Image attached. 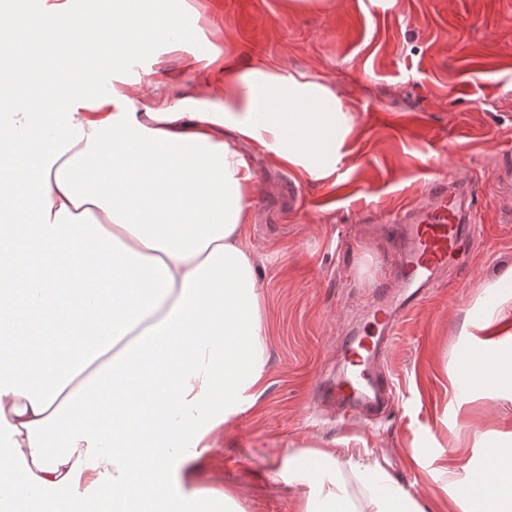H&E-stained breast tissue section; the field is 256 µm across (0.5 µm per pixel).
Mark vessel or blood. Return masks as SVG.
Listing matches in <instances>:
<instances>
[{
    "instance_id": "obj_1",
    "label": "vessel or blood",
    "mask_w": 512,
    "mask_h": 512,
    "mask_svg": "<svg viewBox=\"0 0 512 512\" xmlns=\"http://www.w3.org/2000/svg\"><path fill=\"white\" fill-rule=\"evenodd\" d=\"M430 192V207L418 213L405 212L387 227L396 255L391 276L405 294L400 308H392L384 284H376L372 313L379 334L377 339H354L346 346L350 370L338 379L335 393L340 413L357 408L376 412L386 407L392 391L377 382L375 361L394 333L397 311L412 309L423 301L435 285L436 274L455 261L464 225L476 221L473 186H451L445 178L436 177L430 182Z\"/></svg>"
}]
</instances>
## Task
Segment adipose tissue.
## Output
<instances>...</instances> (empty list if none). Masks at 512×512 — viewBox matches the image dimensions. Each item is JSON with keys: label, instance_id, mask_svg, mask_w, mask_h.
Here are the masks:
<instances>
[{"label": "adipose tissue", "instance_id": "obj_1", "mask_svg": "<svg viewBox=\"0 0 512 512\" xmlns=\"http://www.w3.org/2000/svg\"><path fill=\"white\" fill-rule=\"evenodd\" d=\"M191 0H40L32 27L0 13V469L18 499L80 491L104 512H243L232 488L204 506L199 460L257 401L265 378L258 270L242 245L255 175L235 137L295 170L336 173L353 128L326 83L225 57ZM72 33L92 76L54 48ZM208 72L197 92L137 105L170 56ZM472 320L474 360L512 402V269ZM353 504L335 455L285 452L306 486L295 512H424L379 466L353 464ZM451 512H512V443L452 480Z\"/></svg>", "mask_w": 512, "mask_h": 512}]
</instances>
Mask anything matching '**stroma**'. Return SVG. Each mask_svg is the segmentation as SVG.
<instances>
[{
    "label": "stroma",
    "instance_id": "1",
    "mask_svg": "<svg viewBox=\"0 0 512 512\" xmlns=\"http://www.w3.org/2000/svg\"><path fill=\"white\" fill-rule=\"evenodd\" d=\"M192 2L225 56L329 84L354 118L332 181L237 143L256 174L245 245L259 269L266 380L196 487H232L247 512H294L307 489L280 477L286 449H326L344 465L379 464L423 507L448 512L446 468L481 464L512 431V404L492 385L452 401L470 310L512 268V198L494 178L512 150V0ZM429 167L473 182L481 229L394 337L391 409L336 418L324 400L344 343L371 331L372 285L393 261L378 226L421 194Z\"/></svg>",
    "mask_w": 512,
    "mask_h": 512
}]
</instances>
